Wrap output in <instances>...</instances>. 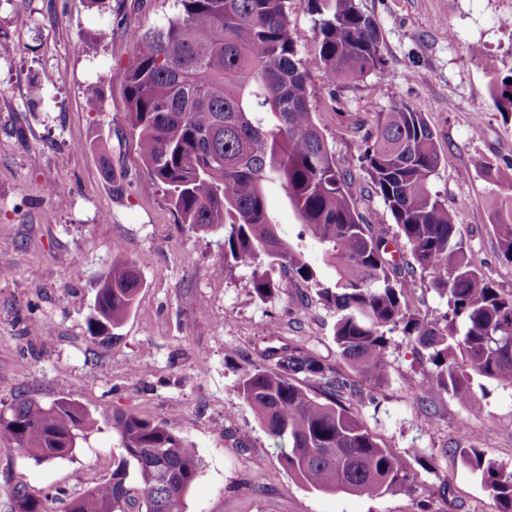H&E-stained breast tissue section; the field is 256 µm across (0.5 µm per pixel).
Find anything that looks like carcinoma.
<instances>
[{
  "label": "carcinoma",
  "mask_w": 512,
  "mask_h": 512,
  "mask_svg": "<svg viewBox=\"0 0 512 512\" xmlns=\"http://www.w3.org/2000/svg\"><path fill=\"white\" fill-rule=\"evenodd\" d=\"M306 2L327 82L339 87L370 74L388 76L379 28L357 0ZM175 7L166 23L136 33L133 64L113 73L127 92L125 121L139 156L178 223L224 230V261L253 268L262 300L290 281L317 286L319 299L336 313L341 356L365 381L384 380L387 334L398 328L427 352L426 382L481 412L483 384L474 378L512 386V294L484 277L463 226L430 190L442 155L423 113L395 103L377 113L360 140L362 168L397 237L409 245L410 263L390 250L394 240L365 223L351 192L353 175L336 164L314 121L288 0H175ZM487 70L490 98L511 118L512 74L500 76L492 61ZM266 182L280 183L300 219L298 237L316 242L334 269L330 284L316 279L302 249L280 238L267 211ZM507 189L495 201L491 224L501 257L512 263V182ZM416 268L432 277L446 301L442 327L408 303ZM140 288L139 263L114 256L88 321L93 339H119L116 330ZM344 386L312 352L288 344L246 360L237 382L300 484L368 497L411 490L406 463L340 402ZM90 426L88 415L64 400L45 405L20 398L9 413L0 412V439L38 462L72 454ZM112 428L121 454L111 479L72 500L67 512H186L185 494L200 469L195 449L135 414L113 416ZM461 458L480 475L498 512H512V471L477 448L461 449ZM11 500V512H47L23 480L12 487Z\"/></svg>",
  "instance_id": "1"
}]
</instances>
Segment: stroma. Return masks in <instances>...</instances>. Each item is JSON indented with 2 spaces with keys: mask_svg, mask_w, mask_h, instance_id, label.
I'll return each mask as SVG.
<instances>
[{
  "mask_svg": "<svg viewBox=\"0 0 512 512\" xmlns=\"http://www.w3.org/2000/svg\"><path fill=\"white\" fill-rule=\"evenodd\" d=\"M383 36L389 75L333 87L314 56V18L290 0L291 29L310 73L314 120L375 231L393 218L359 161L361 130L404 102L422 112L446 161L431 179L466 229L484 276L512 293V264L490 224L512 180V119L489 95L486 59L512 73V0H359ZM174 0H0V410L17 398L74 401L94 425L71 455L38 463L0 440V512L24 480L48 512L106 482L121 453L110 421L133 413L187 440L201 461L186 512H497L460 451L480 449L512 470V387L485 382L473 413L425 381L426 353L391 333L387 375L364 397L342 390L382 447L403 458L409 492L379 497L320 493L292 480L279 451L237 391L243 356L301 346L348 381L357 376L334 340L335 313L313 286L267 299L252 269L227 267L223 232L177 223L145 170L124 121L126 90L111 72L135 59V30L159 26ZM110 38L99 39L103 27ZM102 91L97 103L88 84ZM482 157L501 176L476 169ZM61 191L64 205L44 192ZM142 260V287L117 342H94L88 317L113 256ZM433 412V425L424 424Z\"/></svg>",
  "mask_w": 512,
  "mask_h": 512,
  "instance_id": "obj_1",
  "label": "stroma"
}]
</instances>
